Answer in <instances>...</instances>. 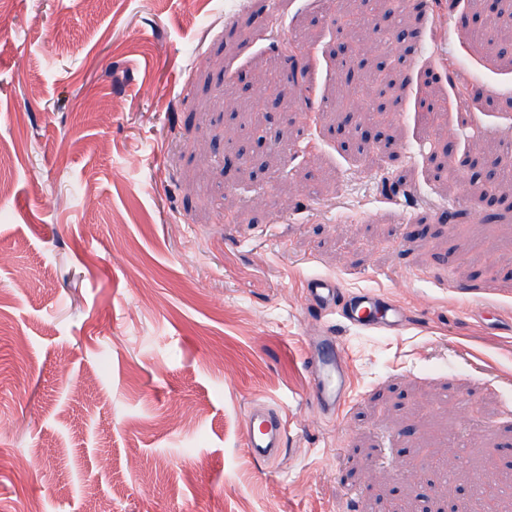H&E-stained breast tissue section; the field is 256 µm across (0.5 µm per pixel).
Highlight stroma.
Returning a JSON list of instances; mask_svg holds the SVG:
<instances>
[{"label": "stroma", "instance_id": "35a3bbf8", "mask_svg": "<svg viewBox=\"0 0 512 512\" xmlns=\"http://www.w3.org/2000/svg\"><path fill=\"white\" fill-rule=\"evenodd\" d=\"M418 2L0 0V512H483L512 477V0ZM305 290L311 305L321 310L336 307V300L341 293L335 280L322 276L309 278ZM380 295L372 291H359L342 309V316L350 326L390 333L398 330L403 318L400 306L383 308ZM315 373L311 383L312 402L324 411L339 415L350 389L343 349L332 336H321L311 347ZM246 429L245 448L251 457L269 461L280 454L286 425L276 412L263 406L250 409Z\"/></svg>", "mask_w": 512, "mask_h": 512}]
</instances>
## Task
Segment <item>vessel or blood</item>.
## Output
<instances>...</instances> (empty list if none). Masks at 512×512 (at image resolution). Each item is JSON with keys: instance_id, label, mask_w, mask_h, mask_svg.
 <instances>
[{"instance_id": "obj_1", "label": "vessel or blood", "mask_w": 512, "mask_h": 512, "mask_svg": "<svg viewBox=\"0 0 512 512\" xmlns=\"http://www.w3.org/2000/svg\"><path fill=\"white\" fill-rule=\"evenodd\" d=\"M307 298L312 306L326 310L335 307L340 288L335 280L314 276L305 284ZM350 326L390 333L396 331L403 318L398 306H383L379 294L359 291L342 310ZM315 373L311 383V399L324 411L337 414L347 403L349 390L346 356L334 337H320L311 347ZM286 425L273 410L257 406L246 414L245 448L256 459L269 461L280 452Z\"/></svg>"}]
</instances>
